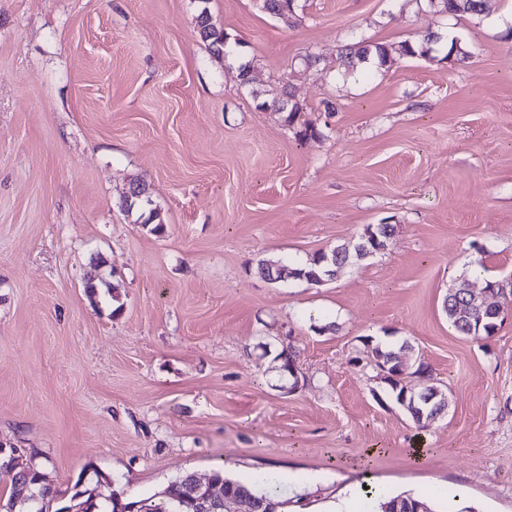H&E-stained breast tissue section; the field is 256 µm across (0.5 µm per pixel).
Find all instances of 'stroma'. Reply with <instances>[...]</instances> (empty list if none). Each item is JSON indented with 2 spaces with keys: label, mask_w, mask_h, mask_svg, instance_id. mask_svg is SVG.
Segmentation results:
<instances>
[{
  "label": "stroma",
  "mask_w": 512,
  "mask_h": 512,
  "mask_svg": "<svg viewBox=\"0 0 512 512\" xmlns=\"http://www.w3.org/2000/svg\"><path fill=\"white\" fill-rule=\"evenodd\" d=\"M297 4L0 0V444L54 488L103 474L130 500L273 470L285 512H334L363 460L435 512H512V301L488 338L442 310L475 261L512 276V0ZM203 5L235 57L201 40ZM428 33L434 57L339 66L352 39ZM287 94L318 137L271 108ZM136 180L164 234L125 210ZM371 224L386 248L324 284L258 271ZM104 280L116 299L90 298ZM404 341L448 397L426 428L367 365ZM432 1H437V5L433 6ZM429 2L435 13H468L481 16L489 13L491 9L490 0H429Z\"/></svg>",
  "instance_id": "35a3bbf8"
}]
</instances>
